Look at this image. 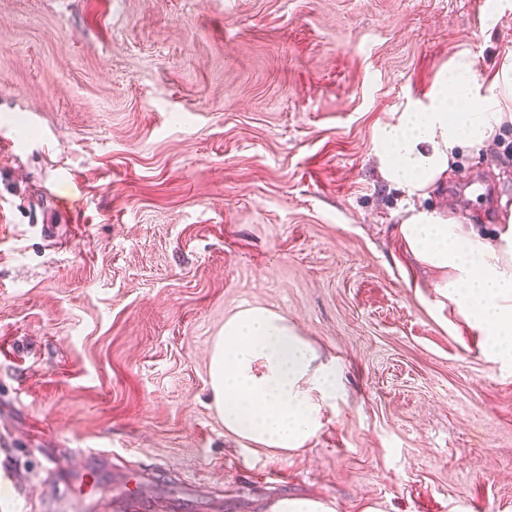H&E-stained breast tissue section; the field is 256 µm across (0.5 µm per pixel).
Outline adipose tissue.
I'll use <instances>...</instances> for the list:
<instances>
[{"instance_id": "obj_1", "label": "adipose tissue", "mask_w": 512, "mask_h": 512, "mask_svg": "<svg viewBox=\"0 0 512 512\" xmlns=\"http://www.w3.org/2000/svg\"><path fill=\"white\" fill-rule=\"evenodd\" d=\"M512 120V55L478 77L476 57L456 53L427 102L399 113L374 141L386 182L411 207L400 222L417 261L438 274L437 307L452 305L482 338L492 360L512 363V218L494 242L467 233L415 198L444 174L461 152L481 151ZM209 382L227 434L275 454L307 448L342 394L335 359H324L287 316L266 306H243L224 321L211 346Z\"/></svg>"}]
</instances>
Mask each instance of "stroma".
<instances>
[{
    "instance_id": "1",
    "label": "stroma",
    "mask_w": 512,
    "mask_h": 512,
    "mask_svg": "<svg viewBox=\"0 0 512 512\" xmlns=\"http://www.w3.org/2000/svg\"><path fill=\"white\" fill-rule=\"evenodd\" d=\"M464 49L512 54V0H0V512H122L133 478L140 512H512V364L430 306L373 154ZM510 198L507 122L422 204L491 242ZM246 305L342 368L301 453L212 404ZM333 502L309 497H283L270 504L268 512H335ZM337 512V511H336Z\"/></svg>"
}]
</instances>
